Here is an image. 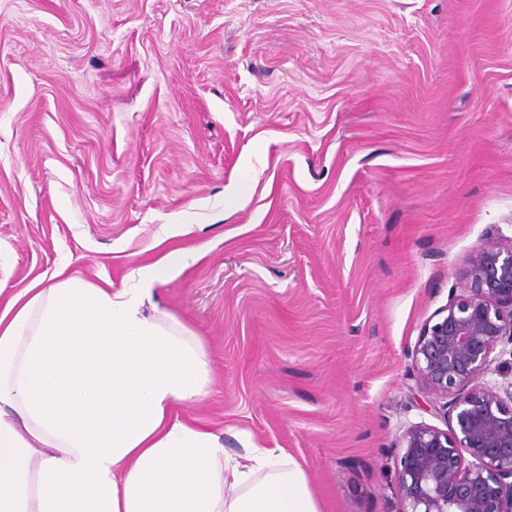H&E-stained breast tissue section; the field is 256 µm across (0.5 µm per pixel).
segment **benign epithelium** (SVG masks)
Listing matches in <instances>:
<instances>
[{"label":"benign epithelium","mask_w":512,"mask_h":512,"mask_svg":"<svg viewBox=\"0 0 512 512\" xmlns=\"http://www.w3.org/2000/svg\"><path fill=\"white\" fill-rule=\"evenodd\" d=\"M459 279L412 350L426 411L448 429L404 430L401 512H512V382L486 379L497 347L512 345V243L479 246Z\"/></svg>","instance_id":"obj_1"}]
</instances>
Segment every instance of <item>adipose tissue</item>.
<instances>
[{
  "label": "adipose tissue",
  "mask_w": 512,
  "mask_h": 512,
  "mask_svg": "<svg viewBox=\"0 0 512 512\" xmlns=\"http://www.w3.org/2000/svg\"><path fill=\"white\" fill-rule=\"evenodd\" d=\"M199 257L172 249L118 289L61 269L0 306V512H321L294 459H226L174 412L206 395V354L144 308Z\"/></svg>",
  "instance_id": "obj_1"
}]
</instances>
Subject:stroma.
Wrapping results in <instances>:
<instances>
[{"label": "stroma", "mask_w": 512, "mask_h": 512, "mask_svg": "<svg viewBox=\"0 0 512 512\" xmlns=\"http://www.w3.org/2000/svg\"><path fill=\"white\" fill-rule=\"evenodd\" d=\"M160 285L210 390L322 512H399L411 350L512 241V0H0V301L59 266Z\"/></svg>", "instance_id": "35a3bbf8"}]
</instances>
